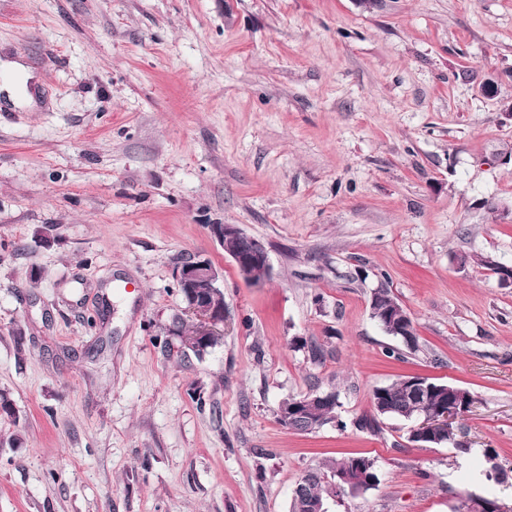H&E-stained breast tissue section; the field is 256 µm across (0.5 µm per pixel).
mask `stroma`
<instances>
[{"label":"stroma","instance_id":"35a3bbf8","mask_svg":"<svg viewBox=\"0 0 512 512\" xmlns=\"http://www.w3.org/2000/svg\"><path fill=\"white\" fill-rule=\"evenodd\" d=\"M7 58L36 80L0 65L33 97L0 103V512H290L349 454L379 482L329 512L512 497L482 456L512 471V287L472 261L512 268V0H0ZM212 224L262 239L270 278L246 284ZM198 253L224 335L180 360L173 269ZM382 286L417 350L372 318ZM416 375L473 393L471 452L360 428ZM316 389L339 423L282 427ZM368 460V457L357 454L344 456L339 459L335 458L322 468L307 471L297 484L303 486L305 494L309 499L325 501L334 492L332 481L335 480L336 472L352 471L357 468L359 463ZM299 485H296L292 498H296L300 509H305V512H328L326 504L322 502L311 503V501L305 500ZM293 499L291 502V512H298Z\"/></svg>","mask_w":512,"mask_h":512}]
</instances>
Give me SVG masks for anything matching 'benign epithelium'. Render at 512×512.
I'll return each instance as SVG.
<instances>
[{
    "mask_svg": "<svg viewBox=\"0 0 512 512\" xmlns=\"http://www.w3.org/2000/svg\"><path fill=\"white\" fill-rule=\"evenodd\" d=\"M211 237L224 249V256L231 259L242 279L250 284L257 283L256 275L261 273L268 278L271 275V264L265 243L245 233L237 224L208 225ZM174 279L190 289L192 301L187 303L186 310L199 319L197 336L205 342L223 335L224 305L215 301L223 287L220 274L211 260L201 254L189 256L179 261L174 267ZM371 315L381 328L391 336L411 338L414 335V324L401 315L390 317L382 315V311L371 308ZM447 398L435 405L427 414L414 417L415 425L411 428V444L419 448H430L448 435L453 422L468 413L473 406L471 395L459 388H445ZM376 482V473L369 465L358 467L355 475L341 474L336 477V490L342 492L346 488L362 483L372 486ZM460 512H512V502L501 498L472 501L461 500Z\"/></svg>",
    "mask_w": 512,
    "mask_h": 512,
    "instance_id": "1",
    "label": "benign epithelium"
}]
</instances>
